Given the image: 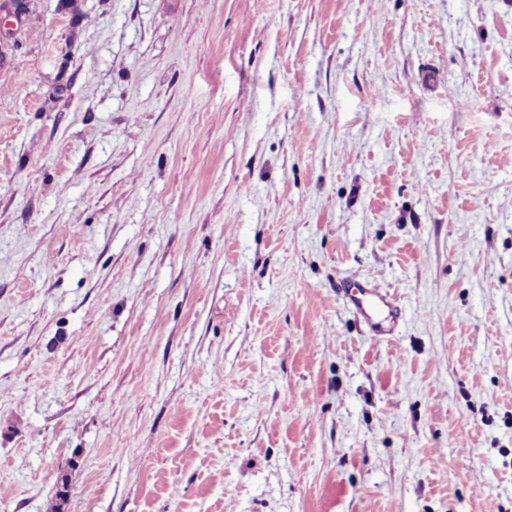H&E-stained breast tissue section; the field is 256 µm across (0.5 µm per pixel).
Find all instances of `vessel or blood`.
I'll return each mask as SVG.
<instances>
[{
	"mask_svg": "<svg viewBox=\"0 0 512 512\" xmlns=\"http://www.w3.org/2000/svg\"><path fill=\"white\" fill-rule=\"evenodd\" d=\"M337 293L347 310L375 335L390 334L399 320L396 297L368 279L343 282Z\"/></svg>",
	"mask_w": 512,
	"mask_h": 512,
	"instance_id": "b4317fda",
	"label": "vessel or blood"
}]
</instances>
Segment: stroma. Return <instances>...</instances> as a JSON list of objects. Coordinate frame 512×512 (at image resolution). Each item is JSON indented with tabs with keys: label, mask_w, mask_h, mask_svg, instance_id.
Masks as SVG:
<instances>
[{
	"label": "stroma",
	"mask_w": 512,
	"mask_h": 512,
	"mask_svg": "<svg viewBox=\"0 0 512 512\" xmlns=\"http://www.w3.org/2000/svg\"><path fill=\"white\" fill-rule=\"evenodd\" d=\"M78 6L0 66V512H512V0ZM337 294L347 310L375 335L390 334L399 320L400 307L396 297L368 279L345 281Z\"/></svg>",
	"instance_id": "obj_1"
}]
</instances>
